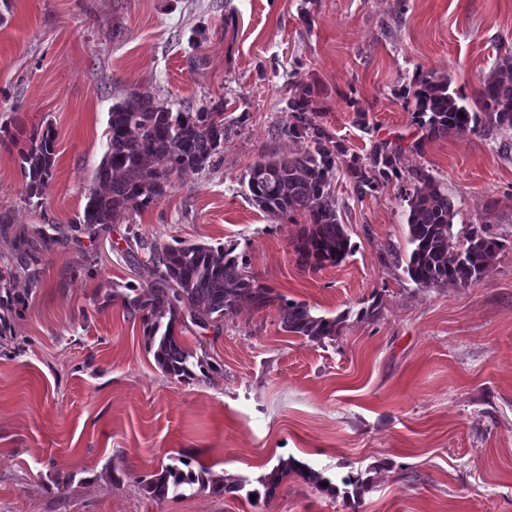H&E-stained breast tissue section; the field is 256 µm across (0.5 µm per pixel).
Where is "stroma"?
Returning <instances> with one entry per match:
<instances>
[{"label": "stroma", "instance_id": "stroma-1", "mask_svg": "<svg viewBox=\"0 0 512 512\" xmlns=\"http://www.w3.org/2000/svg\"><path fill=\"white\" fill-rule=\"evenodd\" d=\"M509 51L512 0H0V125L56 131L41 204L0 150L13 223L78 221L108 114L130 90L175 110L224 98L235 127L214 166L175 179L132 223L45 253L38 287L14 281L26 300L0 339V512H512V135L449 136L404 159L443 183L457 223L490 218L507 243L465 288L404 274L403 182L361 197L338 179L352 252L318 271L297 262L301 225L260 211L243 182L292 85H314L317 123L362 156L387 134L417 136L399 95L415 74L470 96ZM140 239L234 249L278 298L184 332L215 366L205 378L162 373L122 303L141 282ZM374 295L380 319H360ZM282 299L342 317L338 336L284 332ZM288 458L370 489L354 502L291 475L251 504ZM186 459L244 490L152 499L144 480Z\"/></svg>", "mask_w": 512, "mask_h": 512}]
</instances>
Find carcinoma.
Instances as JSON below:
<instances>
[{
  "label": "carcinoma",
  "mask_w": 512,
  "mask_h": 512,
  "mask_svg": "<svg viewBox=\"0 0 512 512\" xmlns=\"http://www.w3.org/2000/svg\"><path fill=\"white\" fill-rule=\"evenodd\" d=\"M411 107L420 134L402 146L404 136L373 142L363 157H347V150L325 126L316 123L319 112L314 88L296 87L282 111L286 119L268 129L266 142L246 176L251 201L263 212L280 219L299 215L305 227L297 241L300 266L319 270L341 263L350 253V237L336 208L334 181L340 174L360 195L381 190L394 179L411 186L407 192L410 253L405 272L421 288L468 286L482 281L491 271L505 241L491 230V221L454 223L457 209L442 184L425 168L405 169L404 155L423 154L427 143L450 135L479 134L492 138L512 131V55L498 64V71L482 81L474 96L451 88L445 76L416 75L400 90ZM224 99L191 111H173L145 92L131 90L112 105L108 118L107 150L95 169L83 214L74 224L49 225L29 233L0 215V236H12L14 270L0 271V309L23 298L12 288L15 272L37 284L41 255L66 249L87 235L95 239L99 229L159 202L174 180L188 172L214 165L232 132L224 122ZM302 139L307 148L284 154L281 139ZM0 146L19 160L27 200L43 198L53 178L56 161L55 132L45 126L24 138L7 133ZM145 286H129L135 295L122 296L125 309L139 316L147 348L166 375L183 381L196 377L194 367L202 360L184 347L183 330L220 328L224 316L238 301L248 299L258 308L272 304L271 289L247 271L244 256L233 250L215 249L200 243L175 245L153 243L149 256L136 261ZM343 317L326 318L294 301L280 305V324L287 333L311 342L338 335ZM300 477L320 492L336 488L322 485L320 473L294 460L280 462L260 479L269 497L283 478ZM239 483L213 479L201 465L183 471L168 468L145 485L151 497L165 500L210 490L237 492Z\"/></svg>",
  "instance_id": "1"
}]
</instances>
